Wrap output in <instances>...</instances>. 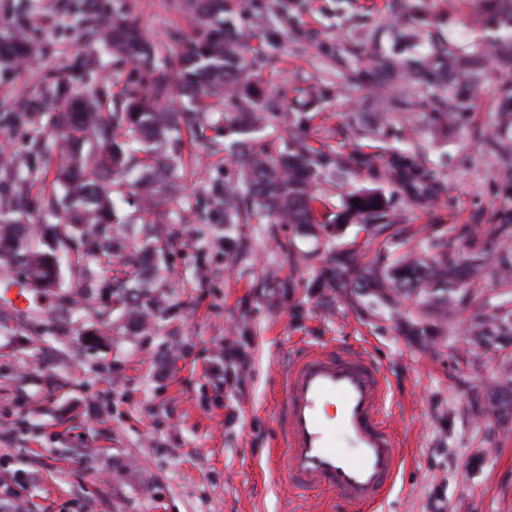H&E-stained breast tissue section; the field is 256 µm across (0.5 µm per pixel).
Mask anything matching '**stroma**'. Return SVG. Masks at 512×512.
Here are the masks:
<instances>
[{
    "mask_svg": "<svg viewBox=\"0 0 512 512\" xmlns=\"http://www.w3.org/2000/svg\"><path fill=\"white\" fill-rule=\"evenodd\" d=\"M107 25L135 17L182 107L181 53L197 28L189 0H99ZM246 36L260 95L257 143L300 139L331 159L318 170L316 222L228 224L218 203L237 168L225 152L235 109H209L169 150L186 170L172 201L145 212L113 194L111 258L29 308L4 299L20 273L0 265V512H295L269 458L276 372L293 350L366 349L390 385L402 464L383 512H512V63L489 54L491 0H227ZM84 0H0V41L26 31L42 46L0 62V144L25 199L17 219L40 227L60 165L35 157L55 137V80L80 60L113 100L147 65L108 53L84 25ZM474 72L444 87L409 68ZM398 70L382 81L385 67ZM431 175L436 194L401 192L389 154ZM40 170L27 176L28 166ZM383 195V216L341 223L350 196ZM169 246L152 251L149 227ZM477 267L451 293L394 286L324 287L330 259L356 251L385 270L409 253Z\"/></svg>",
    "mask_w": 512,
    "mask_h": 512,
    "instance_id": "stroma-1",
    "label": "stroma"
}]
</instances>
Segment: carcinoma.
<instances>
[{"label":"carcinoma","mask_w":512,"mask_h":512,"mask_svg":"<svg viewBox=\"0 0 512 512\" xmlns=\"http://www.w3.org/2000/svg\"><path fill=\"white\" fill-rule=\"evenodd\" d=\"M192 7L200 17V25L182 56L183 67L180 83L190 104L183 107L181 118L185 128H193L192 118L200 112L197 102L202 96H215L227 90L237 98L239 115L229 123L230 132L242 139L234 143V163L243 179L239 186H224V223L247 224L254 205L262 207L275 224H310L314 217L311 192L312 178L326 165L325 155L300 141H293L276 156L255 151L245 135L254 131L258 119L250 112L249 103L255 90L245 81L247 65L244 56V36L227 15L224 0H192ZM499 20L492 40L502 46L512 57V0H498ZM112 48L128 59L147 60L153 55V46L140 34L133 17L119 13L110 24ZM40 49V45L26 33L20 32L12 39L0 42V60L21 59ZM55 95L62 107L53 116V125L70 131L67 142L71 146L70 163L59 177L68 185L67 218L64 225H94L95 238L73 240L69 233L58 231V225L47 224L49 234L70 248L76 262L97 253H107L112 248L108 237L111 224L116 219L112 201L99 190L106 175L125 177L139 172L136 185L146 192L141 197L148 206L163 204L168 191L181 179L184 171L182 155L160 151V139L169 131L180 130L173 114L163 116L161 104L169 95L168 77L152 71L140 87L126 91L122 109L109 111L104 95L84 87L79 80L63 81L55 88ZM125 127L139 135L136 143L117 139V129ZM390 167L402 190L417 201L428 199L434 190L433 183L424 174L407 164L403 156L391 155ZM359 205H354V201ZM385 201L377 193L366 192L353 196L345 215L374 216L383 211ZM14 212L10 203L0 205V262L21 258L16 267L28 279L47 281L53 267L58 265L55 250L24 251L17 243L25 241L29 232L24 225L9 218ZM442 257L428 265L403 262L394 268L389 277L400 288H429L446 292L473 276L467 266H460L448 259L447 244L436 243ZM357 264V254L352 251L336 253V265L326 275V287H345L348 268Z\"/></svg>","instance_id":"carcinoma-1"}]
</instances>
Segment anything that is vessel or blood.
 <instances>
[{"label":"vessel or blood","instance_id":"b4317fda","mask_svg":"<svg viewBox=\"0 0 512 512\" xmlns=\"http://www.w3.org/2000/svg\"><path fill=\"white\" fill-rule=\"evenodd\" d=\"M281 392L276 465L289 487L322 493L324 502L352 512H375L400 465L385 415L389 382L380 367L359 350L308 346L286 363ZM329 402L337 404L338 417L324 416Z\"/></svg>","mask_w":512,"mask_h":512}]
</instances>
